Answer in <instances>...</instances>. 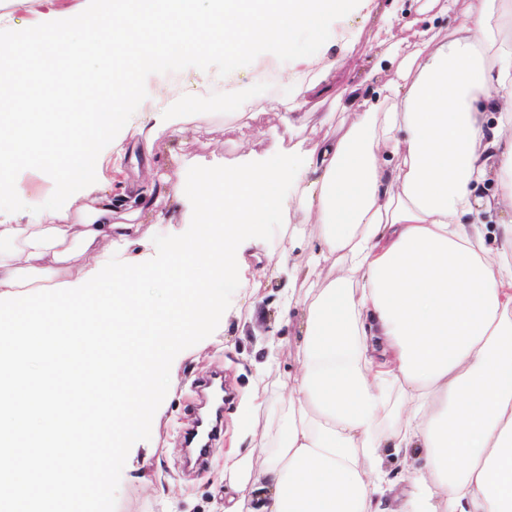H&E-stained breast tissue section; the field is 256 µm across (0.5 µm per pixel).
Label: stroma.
I'll list each match as a JSON object with an SVG mask.
<instances>
[{
	"label": "stroma",
	"mask_w": 512,
	"mask_h": 512,
	"mask_svg": "<svg viewBox=\"0 0 512 512\" xmlns=\"http://www.w3.org/2000/svg\"><path fill=\"white\" fill-rule=\"evenodd\" d=\"M388 0H373L364 8L352 42H345L344 26H337V36L327 41L312 57L309 75L328 70L333 85L330 98H314L307 108L329 112L334 122L344 118V107L353 84L361 82L388 54L387 45L379 43V29L389 28L391 41L404 50H412L418 41L417 25L389 23L384 14ZM287 63L264 53L253 63L239 68L242 82L269 81L267 92L255 96L247 114H195L175 133L158 134L152 144L132 139L119 132L99 155L96 184L112 199L113 219L124 223L136 218L143 233H151L158 213H167L170 202L156 195L145 178L148 168L160 169L171 180L186 178L195 165L218 166L231 163L251 153L275 154L303 151L323 136L320 127L287 128L274 100L283 98L287 88L282 75ZM219 81L205 79L203 71L188 68L177 73L153 74L146 80L147 97L140 111L154 108L160 99L176 100L185 95L207 96L223 91ZM276 278H268L243 298L236 313L231 314L209 337L192 346L178 365L173 383L164 399V414L153 420L148 444L131 448L122 471L117 493L116 512H222L224 489L230 483L224 474V450L242 428L237 411L242 394L254 390L259 379L257 370L264 360V345L269 335L282 340L278 363L267 381L275 397L267 412L278 414L279 400L296 387L298 344L302 313H295L291 323H284L278 308ZM220 370L232 396L224 405L223 430L203 465L184 464L183 437L196 419L198 400L191 388L193 381Z\"/></svg>",
	"instance_id": "obj_1"
}]
</instances>
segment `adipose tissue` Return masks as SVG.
<instances>
[{
	"label": "adipose tissue",
	"mask_w": 512,
	"mask_h": 512,
	"mask_svg": "<svg viewBox=\"0 0 512 512\" xmlns=\"http://www.w3.org/2000/svg\"><path fill=\"white\" fill-rule=\"evenodd\" d=\"M424 0L448 40L421 41L375 98L354 87L349 120L315 142L287 205L317 223L305 261L245 247L254 276L285 281L281 316L304 305L300 377L252 445L267 391L242 405L248 427L224 471V512H512V0ZM311 62L287 73L286 124L303 121L319 82ZM170 102L127 127L151 141L178 131ZM496 182L489 195L480 185ZM137 227L112 221V201H71L36 223L0 224V294L76 282ZM341 274L323 278L326 266ZM422 460L396 490L386 449Z\"/></svg>",
	"instance_id": "ef3b65f1"
}]
</instances>
